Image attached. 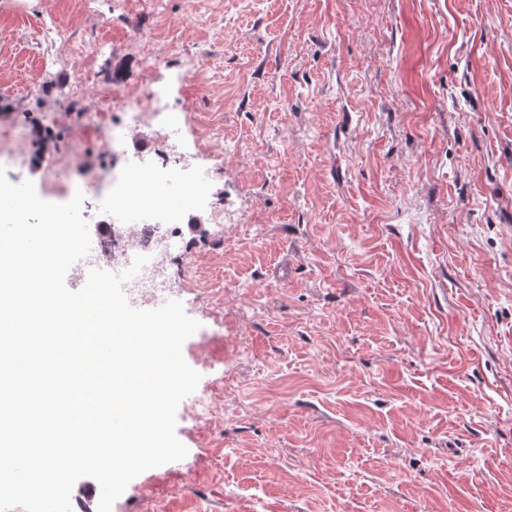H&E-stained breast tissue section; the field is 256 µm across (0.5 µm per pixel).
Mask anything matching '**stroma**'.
<instances>
[{"label": "stroma", "instance_id": "obj_1", "mask_svg": "<svg viewBox=\"0 0 512 512\" xmlns=\"http://www.w3.org/2000/svg\"><path fill=\"white\" fill-rule=\"evenodd\" d=\"M112 2L0 0V165L91 207L84 173L157 146L149 120L117 152L80 112L53 125L75 71L43 63L51 21L109 44L102 81L169 86L228 218L184 214L170 260L200 324L188 453L112 512H512V0ZM139 36L191 76L150 71Z\"/></svg>", "mask_w": 512, "mask_h": 512}]
</instances>
